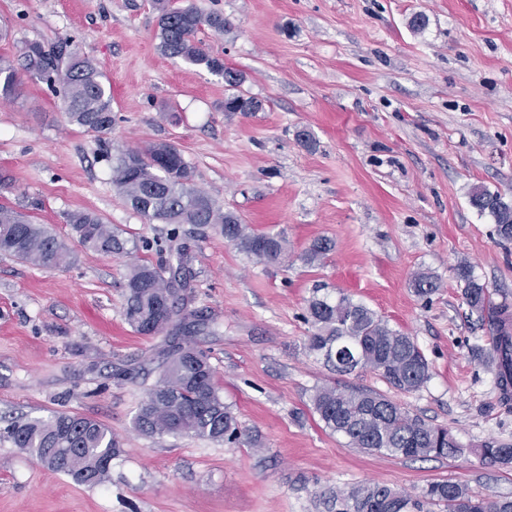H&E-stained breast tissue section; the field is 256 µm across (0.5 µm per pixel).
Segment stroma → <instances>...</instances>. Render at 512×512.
<instances>
[{"mask_svg": "<svg viewBox=\"0 0 512 512\" xmlns=\"http://www.w3.org/2000/svg\"><path fill=\"white\" fill-rule=\"evenodd\" d=\"M232 27L202 47L246 75L261 112H228L221 77L161 54L152 0H0V56L39 41L93 60L112 87L110 132L70 123L56 86L24 76L0 97V203L25 207L67 239L73 266L0 256V418L62 411L107 425L124 453L87 487L0 439V512H321V493L381 483L420 494L454 480L512 497V467L474 455L410 459L349 447L313 413L315 387L339 377L310 354L314 288L364 303L413 336L431 378L405 393L375 373L348 384L384 393L466 446L512 441V400L473 356L488 323L471 316L454 267L465 263L512 304V243L468 197L481 185L512 199V0H194ZM426 24L411 26L415 14ZM314 147H304L299 130ZM167 142L197 187L253 229L282 234L288 257L266 264L210 228L182 225L192 309L211 320L207 350L237 443L140 434L134 417L155 385L164 336L123 318L133 260L168 265V227L148 224L112 186L122 151ZM86 209L149 241L134 256L86 250L66 222ZM318 238L320 264L302 253ZM438 277L427 298L416 273ZM128 369L116 377V368ZM259 447H252V439Z\"/></svg>", "mask_w": 512, "mask_h": 512, "instance_id": "1", "label": "stroma"}]
</instances>
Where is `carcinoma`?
I'll use <instances>...</instances> for the list:
<instances>
[{
    "label": "carcinoma",
    "instance_id": "1",
    "mask_svg": "<svg viewBox=\"0 0 512 512\" xmlns=\"http://www.w3.org/2000/svg\"><path fill=\"white\" fill-rule=\"evenodd\" d=\"M154 6L163 55L221 76L228 91L224 111L263 110L262 100L241 90L245 82L242 72L225 66L223 59L199 45L201 30L222 33L230 27L224 14L203 13L191 3L173 4L171 0H154ZM21 57L20 69L10 58L0 57L1 96L17 93L24 71L60 84L62 109L70 123L96 133L112 129V95L95 62L76 53L65 57L38 41L26 43ZM162 147L164 144L158 143L121 153L112 165V185L148 223L169 225L168 241L178 239L182 224L213 226L224 234V240L259 261L280 264L288 258L286 238L255 232L238 215L224 211L196 187L194 172L181 151L172 145L162 160L158 155ZM469 204L478 214L493 219L498 243H512V202L498 192L477 187L469 194ZM66 223L85 249L98 254L122 256L141 245L149 247L148 241L137 243L89 211L67 213ZM331 250L330 240L318 239L303 253V260L312 265ZM0 254L45 269L66 267L73 260L65 240L31 216L3 204ZM177 257L174 271L137 263L126 274V323L140 335L169 337L158 355L160 379L141 402L134 424L149 437L193 435L234 443L242 435L237 417L224 403L209 358L195 341L209 326V319L188 308V254L184 247L177 248ZM455 275L463 283L461 295L469 312L492 329L490 346H476L472 354L495 372L506 398L512 389V305L493 303L488 288L469 265H458ZM412 284L422 297L440 288L438 279L426 273L416 274ZM306 320L312 328L308 351L323 357L340 374L344 369L334 358L336 348L354 341L360 344L355 367L376 373L398 391H417L431 378L429 363L413 337L390 327L372 309L344 294L333 297L315 289L308 300ZM311 406L326 429L346 438L354 448L413 459L459 457L468 452L491 464L512 465V443L490 440L466 449L448 429L425 423L374 390L325 384L315 388ZM0 437L48 469L87 486L106 482L112 461L123 453L122 443L105 424L67 412L46 418L15 417L0 429ZM319 505L324 512H433L435 507L444 512H512V499H479L466 485L451 480L431 482L415 496L384 484H359L319 496Z\"/></svg>",
    "mask_w": 512,
    "mask_h": 512
}]
</instances>
